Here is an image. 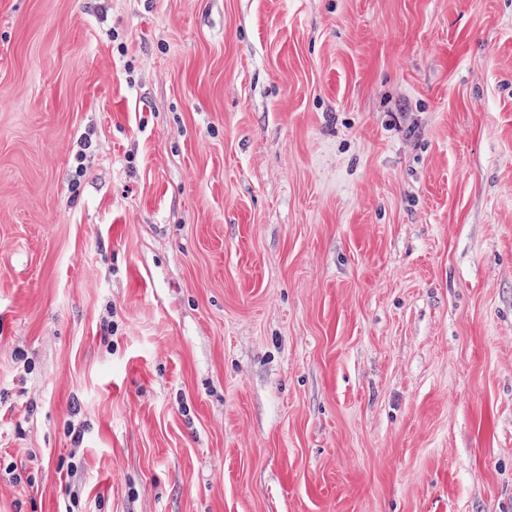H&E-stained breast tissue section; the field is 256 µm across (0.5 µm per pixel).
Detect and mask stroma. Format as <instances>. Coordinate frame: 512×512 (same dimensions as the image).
<instances>
[{
	"mask_svg": "<svg viewBox=\"0 0 512 512\" xmlns=\"http://www.w3.org/2000/svg\"><path fill=\"white\" fill-rule=\"evenodd\" d=\"M70 507L512 512V0H0V512Z\"/></svg>",
	"mask_w": 512,
	"mask_h": 512,
	"instance_id": "1",
	"label": "stroma"
}]
</instances>
